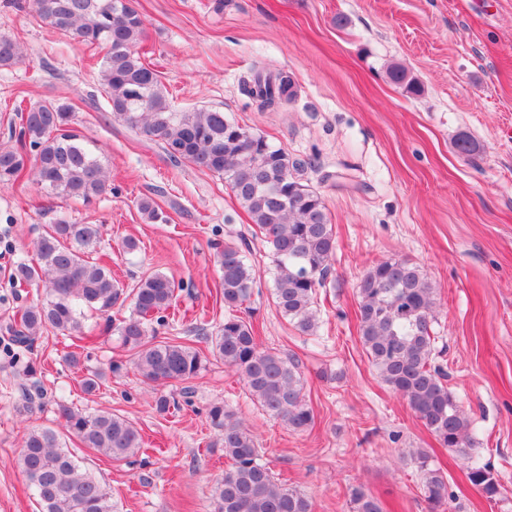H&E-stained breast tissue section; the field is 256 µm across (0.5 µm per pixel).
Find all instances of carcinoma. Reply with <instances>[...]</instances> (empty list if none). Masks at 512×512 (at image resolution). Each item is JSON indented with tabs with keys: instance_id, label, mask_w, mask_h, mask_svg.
I'll return each instance as SVG.
<instances>
[{
	"instance_id": "obj_1",
	"label": "carcinoma",
	"mask_w": 512,
	"mask_h": 512,
	"mask_svg": "<svg viewBox=\"0 0 512 512\" xmlns=\"http://www.w3.org/2000/svg\"><path fill=\"white\" fill-rule=\"evenodd\" d=\"M36 21L104 49L99 92L114 120L161 145L174 161L188 163L224 179L255 234L273 257V300L305 335L318 328L317 290L326 286L336 254V234L320 195L298 178L301 163L281 147L230 120L217 109L177 112L159 72L140 46L145 21L134 0H32ZM23 60L20 45L0 36V69ZM249 96L263 109L295 96L285 72H257ZM19 122L9 125L16 146L0 148V184L23 180L48 194L93 203L107 191L106 171L87 136L72 128L73 105L60 100L13 103ZM101 234L99 224L60 220L35 242L36 262H18L13 277L43 287L46 300L27 307L11 343L30 347L47 329L72 343L92 341L82 326V309L92 308L112 325V307L124 289L112 270L92 256ZM216 262L227 315L215 335L206 337L212 352L234 370L252 400L294 432L313 427L315 414L305 399L298 359L264 349L254 323L237 315L251 296L255 270L240 245L224 241ZM357 331L368 360L389 389L406 402L443 448L466 458L470 423L459 408L444 374L432 365L437 336L436 288L423 270L401 258L371 264L356 285ZM176 298V284L154 272L132 289L133 313L115 330L132 352L133 369L143 382L160 386L195 377L202 365L196 348L175 338L157 339L149 327L153 315ZM67 432L83 447L113 461L145 452L135 424L115 414L59 405ZM219 432L230 465L213 490L214 512H312L309 497L281 482L262 462L257 438L244 420L217 402L207 412ZM422 492L430 512H441L453 494L448 478L416 449ZM18 464L36 494L38 512H115L112 494L95 475L80 472L73 455L50 428L32 429L23 439ZM468 482L487 499L500 484L485 466L466 467ZM353 512H387L384 502L361 487L350 490Z\"/></svg>"
}]
</instances>
